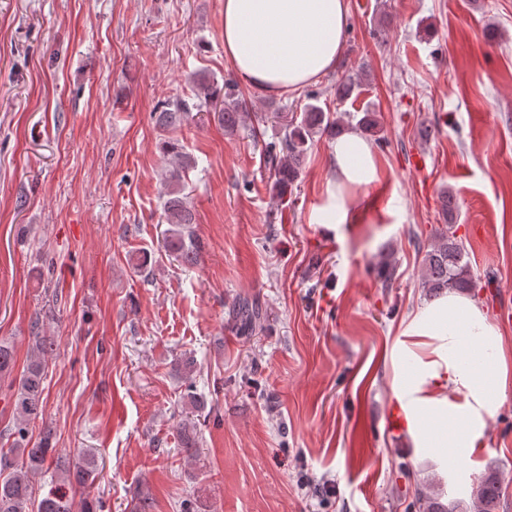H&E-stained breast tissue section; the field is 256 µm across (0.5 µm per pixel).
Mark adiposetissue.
Listing matches in <instances>:
<instances>
[{"mask_svg":"<svg viewBox=\"0 0 512 512\" xmlns=\"http://www.w3.org/2000/svg\"><path fill=\"white\" fill-rule=\"evenodd\" d=\"M348 12V0H224V55L263 94L301 88L336 67ZM331 152L334 187L311 220L347 224L344 191L368 188L380 171L359 132L337 136ZM405 333L435 342L432 358L411 355L396 371L414 446L472 453L512 387L499 330L473 300L451 292L416 314Z\"/></svg>","mask_w":512,"mask_h":512,"instance_id":"ef3b65f1","label":"adipose tissue"}]
</instances>
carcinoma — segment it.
I'll return each instance as SVG.
<instances>
[{
	"label": "carcinoma",
	"instance_id": "carcinoma-1",
	"mask_svg": "<svg viewBox=\"0 0 512 512\" xmlns=\"http://www.w3.org/2000/svg\"><path fill=\"white\" fill-rule=\"evenodd\" d=\"M197 102L172 98L159 107L155 123L165 132H175L188 123L191 112L214 109L224 130L236 131L246 124L248 113L243 111V101L236 94L235 85L229 81L224 87L214 85L210 77H202L193 89ZM274 117L281 125V136L262 145L265 163L274 178V187L282 195L292 187L299 176L301 163L314 144L318 134L333 136L340 130V122L331 112L316 104H309L301 114V120L288 118L286 112H276ZM358 127L366 134L381 141L375 113L367 110L358 120ZM162 151L172 159V166L165 174L167 186L163 212L170 224L164 238L167 251L191 264L197 259L200 245L196 243L191 225L197 223L196 214L183 194L185 173L192 160L182 151L179 143L168 140L162 143ZM440 211L443 224L435 228L433 240L422 258V287L429 296L440 295L450 289L461 292L479 287L480 281L470 274L464 261L466 250L457 236L453 215L457 204L449 192L441 195ZM233 323L248 335L264 328L262 307L253 301L238 302L233 311ZM34 346L22 372L13 398L16 415L14 439L10 447L0 451V512H27L31 496V479L45 467L55 466L62 483L83 486L98 474L97 463L92 457L71 458L52 445V433H43L39 444L29 447L28 426L44 415V379L47 356L55 351L50 336L40 335V320L32 323ZM15 365L13 348L0 342V377L9 375ZM500 482L489 473L472 484L470 500L462 498L443 502L438 494L418 485L407 509L410 512H497L500 500ZM38 512H73V499L57 491L50 492L39 503Z\"/></svg>",
	"mask_w": 512,
	"mask_h": 512
}]
</instances>
